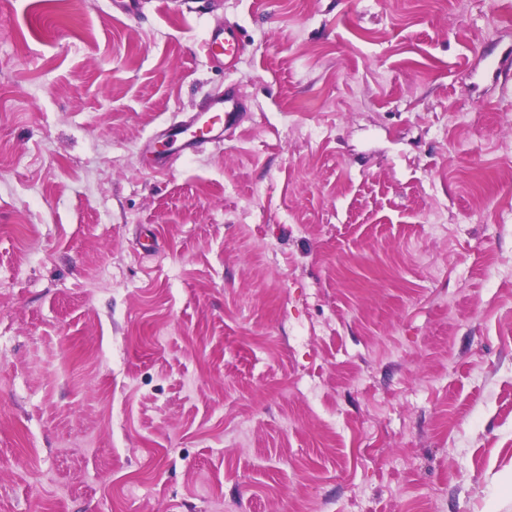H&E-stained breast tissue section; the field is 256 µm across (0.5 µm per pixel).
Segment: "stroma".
<instances>
[{
  "mask_svg": "<svg viewBox=\"0 0 512 512\" xmlns=\"http://www.w3.org/2000/svg\"><path fill=\"white\" fill-rule=\"evenodd\" d=\"M509 53L512 0H0V512H512ZM204 44L209 54L224 65L234 64L244 54L246 45L237 28L225 24L207 31ZM240 102L229 94H215L210 98L206 111L195 113L189 121L173 123L167 128L171 141L181 140V150L186 153L195 150L204 143L221 145L224 132L231 126L230 117L239 112Z\"/></svg>",
  "mask_w": 512,
  "mask_h": 512,
  "instance_id": "35a3bbf8",
  "label": "stroma"
}]
</instances>
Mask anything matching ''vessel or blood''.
I'll list each match as a JSON object with an SVG mask.
<instances>
[{
    "instance_id": "obj_1",
    "label": "vessel or blood",
    "mask_w": 512,
    "mask_h": 512,
    "mask_svg": "<svg viewBox=\"0 0 512 512\" xmlns=\"http://www.w3.org/2000/svg\"><path fill=\"white\" fill-rule=\"evenodd\" d=\"M204 44L209 54L225 64H234L244 54L246 45L237 28L225 24L207 31ZM237 98L229 94L213 95L205 111L194 114L189 121L171 124L167 134L181 143L183 152L192 153L206 143L223 144L230 127V116L240 111Z\"/></svg>"
}]
</instances>
